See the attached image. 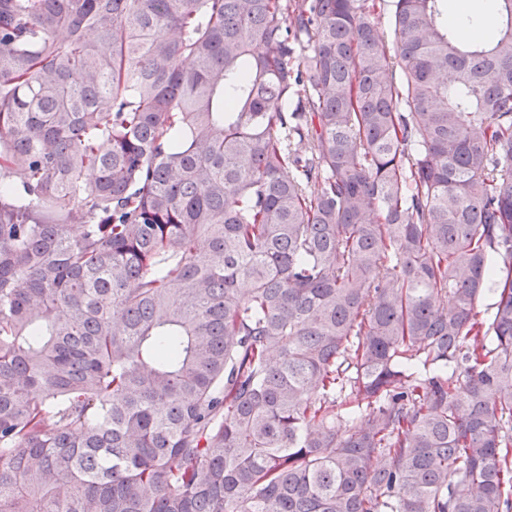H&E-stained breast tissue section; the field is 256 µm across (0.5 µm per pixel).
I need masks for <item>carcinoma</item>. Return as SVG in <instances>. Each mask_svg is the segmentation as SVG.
Returning <instances> with one entry per match:
<instances>
[{"instance_id": "carcinoma-1", "label": "carcinoma", "mask_w": 512, "mask_h": 512, "mask_svg": "<svg viewBox=\"0 0 512 512\" xmlns=\"http://www.w3.org/2000/svg\"><path fill=\"white\" fill-rule=\"evenodd\" d=\"M492 2L0 0V512H512Z\"/></svg>"}]
</instances>
